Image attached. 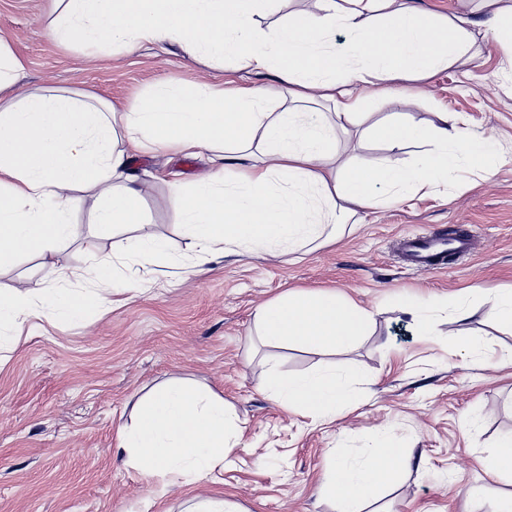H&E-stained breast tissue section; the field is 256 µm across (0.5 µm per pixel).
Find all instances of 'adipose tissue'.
<instances>
[{"label": "adipose tissue", "mask_w": 512, "mask_h": 512, "mask_svg": "<svg viewBox=\"0 0 512 512\" xmlns=\"http://www.w3.org/2000/svg\"><path fill=\"white\" fill-rule=\"evenodd\" d=\"M273 0H63L50 24V39L64 48L99 50L104 44L131 49L175 42L192 59H235L240 70H275L286 85L281 111H270L254 85L187 88L165 82L124 110L95 95L71 89L13 88L24 64L0 43V268L18 253L37 255L57 269L61 283L33 288L21 282L0 291V331L16 330L37 308L58 319L97 308L107 286L103 272L122 261L145 257L140 277L157 283L174 258L167 243L144 233L148 215L142 191L126 171L133 151L208 153L203 180L170 182L182 201L184 232L201 256L270 257L335 236L359 211L387 204L373 187L413 192L447 182L458 161L495 153L493 136L463 130L443 113L428 127L408 112H391L364 128L388 151L413 144L424 150L407 167H334L336 134L360 125L363 98L355 86L425 78L467 64L478 37H512V4L479 18L425 14L407 0H321L317 15H294L267 33L258 21ZM345 47L336 50V33ZM319 88L330 112L306 105ZM361 126V125H360ZM260 151H253V143ZM96 191L95 231L112 234V252L85 249L79 275L89 288H63L69 273L58 267L60 244L71 240L70 190ZM133 226L138 235L117 238L114 228ZM372 319L359 304L326 290L292 291L259 306L254 314L264 343H296L318 352L342 351L365 336ZM263 390L282 405L315 418L335 417L351 398L350 378L333 368L297 376L270 371ZM238 417L223 398L204 387L174 379L143 395L129 425L118 435L124 463L163 492L213 481L223 467ZM405 455L376 448L356 464L339 462L320 486L335 512H360L400 471Z\"/></svg>", "instance_id": "adipose-tissue-1"}]
</instances>
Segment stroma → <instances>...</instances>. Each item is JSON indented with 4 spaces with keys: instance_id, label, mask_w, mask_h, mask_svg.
I'll return each instance as SVG.
<instances>
[{
    "instance_id": "obj_1",
    "label": "stroma",
    "mask_w": 512,
    "mask_h": 512,
    "mask_svg": "<svg viewBox=\"0 0 512 512\" xmlns=\"http://www.w3.org/2000/svg\"><path fill=\"white\" fill-rule=\"evenodd\" d=\"M50 0H0V38L23 58L19 91L82 90L124 107L158 82L189 87L239 81L238 72L188 59L175 43L143 45L90 57L62 51L47 35ZM249 84L278 103L274 72ZM405 109L425 125L453 112L463 127L496 139L492 176L459 166L447 184L363 211L336 240L271 259L263 255L198 259L183 234L181 204L171 181L208 174L206 155L138 152L128 171L143 185L149 230L164 238L177 263L169 284L126 294L73 321L38 310L16 337L0 338V512H186L194 496L223 491L237 512H333L318 489L338 460L357 462L381 443L412 464L362 512H490L512 495V479L487 475L476 459L512 431V327L499 323L473 291L512 290V63L498 44L483 41L473 59L418 80H398ZM340 160L410 164L418 146L387 155L363 141L339 138ZM78 236L63 244L60 264L85 258L97 207L94 193L74 191ZM474 227L476 245L448 269L423 272L406 264L399 241L408 232L447 233ZM53 286L55 275L32 254L0 270V290L20 279ZM328 289L367 308L366 336L335 355L353 371L351 404L336 420L287 409L261 386L270 368L295 376L330 358L300 347L263 346L254 312L287 291ZM422 304L433 323L425 335L398 299ZM479 349L451 345L448 331ZM173 378L211 388L238 415L242 432L215 482L151 497L148 484L116 451L118 429L149 389Z\"/></svg>"
}]
</instances>
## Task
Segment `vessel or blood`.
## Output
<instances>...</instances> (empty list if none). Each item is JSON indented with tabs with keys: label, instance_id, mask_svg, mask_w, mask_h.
<instances>
[{
	"label": "vessel or blood",
	"instance_id": "1",
	"mask_svg": "<svg viewBox=\"0 0 512 512\" xmlns=\"http://www.w3.org/2000/svg\"><path fill=\"white\" fill-rule=\"evenodd\" d=\"M474 237L475 231L471 228L449 237L427 231L412 232L402 238L404 257L416 268L426 271L440 270L445 266L444 253H470Z\"/></svg>",
	"mask_w": 512,
	"mask_h": 512
}]
</instances>
